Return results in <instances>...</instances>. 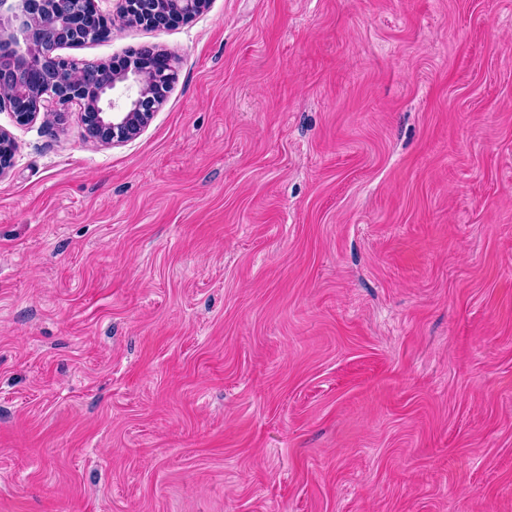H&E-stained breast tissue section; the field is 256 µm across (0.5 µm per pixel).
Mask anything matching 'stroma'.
<instances>
[{
    "label": "stroma",
    "instance_id": "stroma-1",
    "mask_svg": "<svg viewBox=\"0 0 512 512\" xmlns=\"http://www.w3.org/2000/svg\"><path fill=\"white\" fill-rule=\"evenodd\" d=\"M136 139L17 125L0 512H512V0L118 22Z\"/></svg>",
    "mask_w": 512,
    "mask_h": 512
}]
</instances>
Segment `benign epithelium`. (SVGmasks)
Wrapping results in <instances>:
<instances>
[{
	"instance_id": "obj_1",
	"label": "benign epithelium",
	"mask_w": 512,
	"mask_h": 512,
	"mask_svg": "<svg viewBox=\"0 0 512 512\" xmlns=\"http://www.w3.org/2000/svg\"><path fill=\"white\" fill-rule=\"evenodd\" d=\"M117 18L166 29L201 13L209 0H119ZM102 12L91 15L77 0H0V109L17 124L37 118L61 122L79 108L87 137L119 145L136 138L161 103L157 91L176 80L172 59L141 46L118 61L86 62L58 50L96 35ZM17 144L0 128V178L14 167Z\"/></svg>"
}]
</instances>
